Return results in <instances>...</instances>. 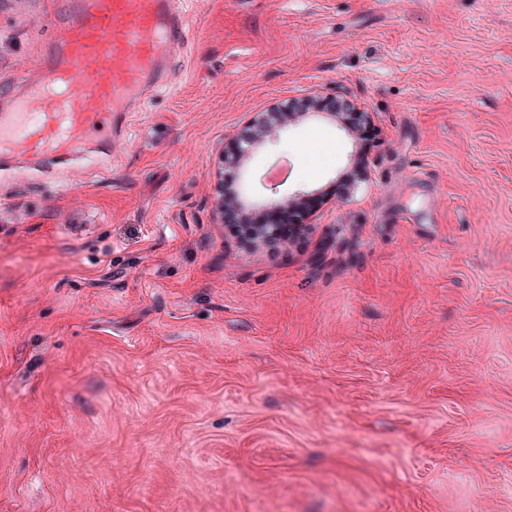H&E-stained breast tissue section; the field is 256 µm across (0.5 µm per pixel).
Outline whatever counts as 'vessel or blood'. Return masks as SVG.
<instances>
[{"label": "vessel or blood", "mask_w": 512, "mask_h": 512, "mask_svg": "<svg viewBox=\"0 0 512 512\" xmlns=\"http://www.w3.org/2000/svg\"><path fill=\"white\" fill-rule=\"evenodd\" d=\"M72 14L53 57L0 111V172L25 162L73 161L98 141L115 142L117 120L163 82L189 23L177 0H68Z\"/></svg>", "instance_id": "b4317fda"}]
</instances>
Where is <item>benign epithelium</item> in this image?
Here are the masks:
<instances>
[{
    "label": "benign epithelium",
    "instance_id": "1",
    "mask_svg": "<svg viewBox=\"0 0 512 512\" xmlns=\"http://www.w3.org/2000/svg\"><path fill=\"white\" fill-rule=\"evenodd\" d=\"M324 107V99L321 97H304L302 99H287L279 102L272 107V112L284 116L291 112H298L304 116H316L321 114ZM249 126L253 130V139L251 149H234L226 151L223 154V163L226 167L237 170L238 177L236 186L226 190L224 189V178H219L217 189L214 195V210L216 218L221 224H230L233 221L245 216L251 209L260 206H269L274 209H285L294 204L299 198L306 196V192L297 190L288 194L277 192L279 184L274 183L271 189L274 190V196L269 198H259L251 191L248 160L256 150L265 145L268 141L277 137L281 124L279 120H262V113L254 115ZM275 244L281 248L288 247V242L279 238L278 226L275 224H263L259 226L258 236L255 246Z\"/></svg>",
    "mask_w": 512,
    "mask_h": 512
}]
</instances>
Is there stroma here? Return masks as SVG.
<instances>
[{
    "label": "stroma",
    "mask_w": 512,
    "mask_h": 512,
    "mask_svg": "<svg viewBox=\"0 0 512 512\" xmlns=\"http://www.w3.org/2000/svg\"><path fill=\"white\" fill-rule=\"evenodd\" d=\"M181 2L122 148L0 179V512H512V0ZM69 19L0 0V108ZM337 92L249 164L295 245L229 238L222 150ZM325 100L322 97L313 98L305 96L302 99H287L279 102L272 107L270 113L282 114L288 116L291 112H300L301 115L316 116L324 114L321 110L324 107Z\"/></svg>",
    "instance_id": "stroma-1"
}]
</instances>
